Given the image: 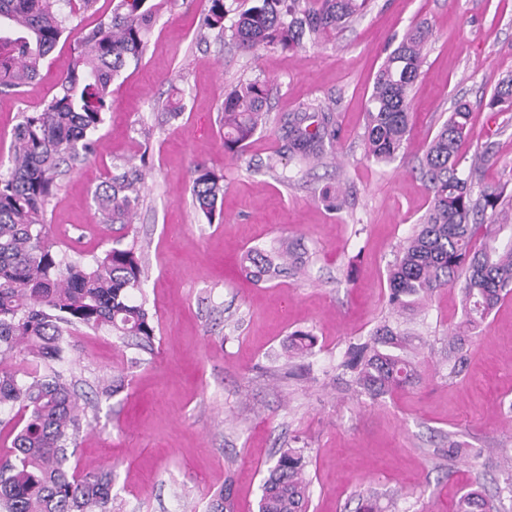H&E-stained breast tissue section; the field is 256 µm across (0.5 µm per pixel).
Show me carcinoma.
<instances>
[{"label": "carcinoma", "mask_w": 512, "mask_h": 512, "mask_svg": "<svg viewBox=\"0 0 512 512\" xmlns=\"http://www.w3.org/2000/svg\"><path fill=\"white\" fill-rule=\"evenodd\" d=\"M97 0H0V89H17L40 76V66L64 34L78 31L75 60L61 74L56 93L39 110L22 113L10 166L0 171V407H19L24 424L0 465V512H112V474L69 465L66 442L79 430L77 393L63 368L65 333L75 327H106L123 341L149 345L154 336L146 300H134L147 279L140 251L115 242L92 263L52 251L45 216L64 165L91 157L96 132L112 105V84L146 48L154 22L148 0H112V11L92 29L74 21ZM370 0H251L225 27L226 0H201V28L231 31L238 48L272 46L284 51L317 43L363 14ZM431 32L409 26L376 73L366 105V158L395 159L410 130L411 93ZM270 89L259 80L238 85L224 98V148L240 153L267 122ZM487 107L512 112V73L500 78ZM470 107L458 103L429 142L419 168L429 194L427 211L400 248L388 273L389 304L400 312L447 289H458L463 319L448 347L460 350V334L480 327L512 291V191L508 183H481L489 149L462 153L469 136ZM289 149L302 163L325 156L336 140V115L306 106L286 122ZM143 167L113 165L94 193L104 224H130L140 203ZM192 194L208 223L224 196V175L203 163L192 168ZM249 275L274 280L288 272V253L253 249ZM409 334L388 323L352 343L338 368L377 398L413 385L419 362ZM314 337L299 332L289 351L311 353ZM31 358L29 369L12 366ZM299 448L283 450L262 485L257 512H307L310 482ZM231 509L230 492L212 495L208 512ZM476 492L463 495L456 512H483Z\"/></svg>", "instance_id": "obj_1"}]
</instances>
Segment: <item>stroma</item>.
Listing matches in <instances>:
<instances>
[{
  "label": "stroma",
  "instance_id": "35a3bbf8",
  "mask_svg": "<svg viewBox=\"0 0 512 512\" xmlns=\"http://www.w3.org/2000/svg\"><path fill=\"white\" fill-rule=\"evenodd\" d=\"M151 2L144 56L112 85L95 156L62 176L47 206L56 252L89 262L113 241L137 244L155 327L146 348L105 329L71 331L69 366L88 397L72 463L111 470L115 512H206L227 485L233 512H257L284 448L308 461L309 512H455L470 491L491 512H512L502 459L512 448V293L465 341L457 374L448 335L462 309L452 288L407 318L421 360L413 387L373 401L336 369L350 342L395 318L388 270L428 207L417 168L457 99L472 107V148L493 154L483 181L512 179V120L486 106L512 72V0H372L318 45L253 55L228 37L200 38V0ZM422 19L434 39L410 134L393 162L377 164L362 146L365 104L390 39ZM73 59L72 38L61 39L39 79L0 92V166L22 113L51 99ZM256 78L270 88L269 123L236 155L224 148V97ZM177 88L184 110L169 121L160 106ZM310 104L336 114V160L301 169L282 124ZM144 153L151 170L133 223H100L96 188L113 163ZM197 162L224 174L211 224L192 203ZM338 187L339 209L321 197ZM280 245L297 270L268 282L246 275L250 249ZM296 331L316 336L311 356H285ZM120 375L123 389L105 394ZM452 440L461 454H449Z\"/></svg>",
  "mask_w": 512,
  "mask_h": 512
}]
</instances>
